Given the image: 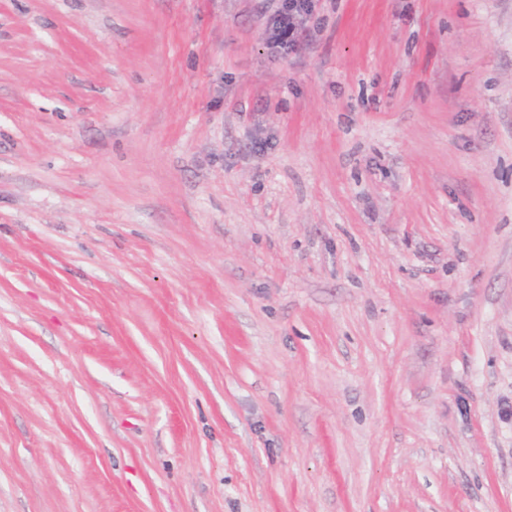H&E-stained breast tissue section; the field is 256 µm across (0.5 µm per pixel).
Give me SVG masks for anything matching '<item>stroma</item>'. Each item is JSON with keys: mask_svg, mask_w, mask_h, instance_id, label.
Instances as JSON below:
<instances>
[{"mask_svg": "<svg viewBox=\"0 0 512 512\" xmlns=\"http://www.w3.org/2000/svg\"><path fill=\"white\" fill-rule=\"evenodd\" d=\"M0 0V512H512V0ZM273 17L272 33L269 41L272 47L292 51L297 46L298 27L309 17L314 8V0H280Z\"/></svg>", "mask_w": 512, "mask_h": 512, "instance_id": "stroma-1", "label": "stroma"}]
</instances>
